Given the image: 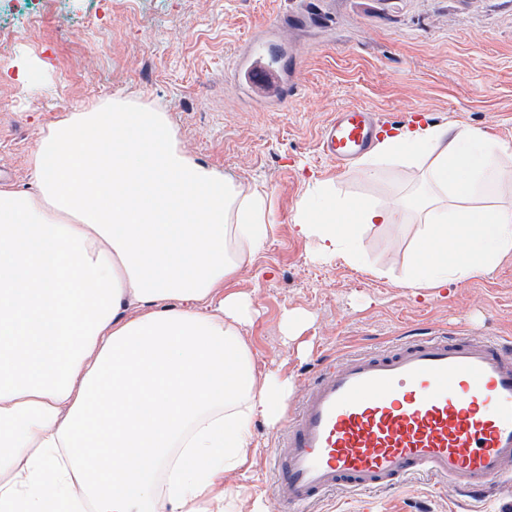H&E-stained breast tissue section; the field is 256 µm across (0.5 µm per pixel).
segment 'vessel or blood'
<instances>
[{"instance_id": "vessel-or-blood-1", "label": "vessel or blood", "mask_w": 512, "mask_h": 512, "mask_svg": "<svg viewBox=\"0 0 512 512\" xmlns=\"http://www.w3.org/2000/svg\"><path fill=\"white\" fill-rule=\"evenodd\" d=\"M264 47L237 64L255 90L287 92ZM388 130L373 110L342 106L322 128L325 157L350 162ZM274 493L299 512L323 493L394 488L430 474L478 495L512 480V339L424 333L343 356L309 383L272 456Z\"/></svg>"}]
</instances>
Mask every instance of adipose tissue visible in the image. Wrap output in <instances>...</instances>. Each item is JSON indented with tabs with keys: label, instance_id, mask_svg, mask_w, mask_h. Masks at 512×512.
<instances>
[{
	"label": "adipose tissue",
	"instance_id": "obj_1",
	"mask_svg": "<svg viewBox=\"0 0 512 512\" xmlns=\"http://www.w3.org/2000/svg\"><path fill=\"white\" fill-rule=\"evenodd\" d=\"M418 166L413 195L320 184L293 224L361 266V230L417 223L405 283L432 291L512 256V144L413 124L363 159ZM31 189L0 184V512H234L226 474L284 415L288 378L241 335L225 286L274 231L264 188L188 155L164 109L120 96L49 124Z\"/></svg>",
	"mask_w": 512,
	"mask_h": 512
}]
</instances>
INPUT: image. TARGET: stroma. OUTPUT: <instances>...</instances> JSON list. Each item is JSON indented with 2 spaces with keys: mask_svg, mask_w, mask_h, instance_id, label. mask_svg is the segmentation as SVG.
<instances>
[{
  "mask_svg": "<svg viewBox=\"0 0 512 512\" xmlns=\"http://www.w3.org/2000/svg\"><path fill=\"white\" fill-rule=\"evenodd\" d=\"M296 71L287 100L257 105L236 64L258 33ZM26 64L33 90L0 80V183L27 188L41 130L121 93L161 104L198 162L244 184L265 185L276 226L254 264L228 286L254 314L242 328L262 372L291 379L295 409L322 362L383 348L428 329L512 337V257L487 277L414 295L403 284L417 230L363 231L368 263L319 260L296 234L293 207L307 189L384 199L412 190L414 167L386 165L368 179L336 164L319 135L331 112L368 107L399 126L456 123L512 143V0H0V70ZM303 315L288 336L285 314ZM259 451L227 474L242 512L272 492L279 426L254 421ZM512 486L485 496L433 477L369 493L339 490L303 512H507Z\"/></svg>",
  "mask_w": 512,
  "mask_h": 512,
  "instance_id": "stroma-1",
  "label": "stroma"
}]
</instances>
